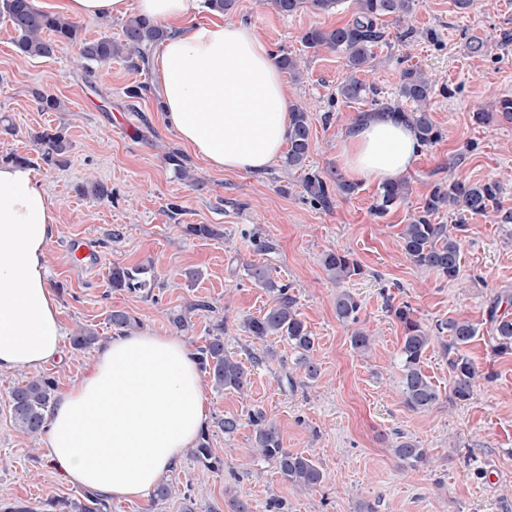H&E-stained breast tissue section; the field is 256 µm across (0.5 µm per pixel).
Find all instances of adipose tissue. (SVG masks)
I'll return each instance as SVG.
<instances>
[{
  "label": "adipose tissue",
  "mask_w": 512,
  "mask_h": 512,
  "mask_svg": "<svg viewBox=\"0 0 512 512\" xmlns=\"http://www.w3.org/2000/svg\"><path fill=\"white\" fill-rule=\"evenodd\" d=\"M202 0H62L70 17L137 11L169 35L155 59L160 117L216 171L261 173L282 156L289 97L269 44L253 24L201 22ZM417 132L389 112L344 134L337 160L350 180L403 177ZM58 208L33 169L0 164V371L36 369L60 353L64 328L46 255ZM210 412L194 352L178 336L124 333L97 351L46 416L41 451L71 485L118 501L147 498L191 447Z\"/></svg>",
  "instance_id": "adipose-tissue-1"
}]
</instances>
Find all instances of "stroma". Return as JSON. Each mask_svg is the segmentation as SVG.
<instances>
[{
  "instance_id": "stroma-1",
  "label": "stroma",
  "mask_w": 512,
  "mask_h": 512,
  "mask_svg": "<svg viewBox=\"0 0 512 512\" xmlns=\"http://www.w3.org/2000/svg\"><path fill=\"white\" fill-rule=\"evenodd\" d=\"M233 18L249 20L274 55L303 59L301 81L286 80L291 104L309 115L312 149L305 170L276 164L260 174L209 169L159 117L158 86L152 63L131 67L113 59L95 77H86L73 58L75 46H61L47 58H20L14 32L0 17V159L29 158L60 221L48 250V283L66 332L92 329L100 341L115 333L111 311L128 313L134 332L171 333L175 314L187 315L183 338L196 349L207 343L216 324L224 326V346L247 366L245 393L208 389L210 446L224 466L209 470L182 453L166 483L176 495L165 501L108 502L106 512H265L267 501L282 499L286 512H512V354L490 351L488 309L498 296L512 297V223L473 215L465 229L440 212L434 221L461 241L460 274L451 281L406 259L400 233L416 209L419 194L434 181L500 182L502 211L512 212V124L480 123L475 113L512 97V0H414L412 35L400 40L397 25L386 26V40L374 47L371 71L363 80L393 97L403 69L432 75L436 92L430 115L441 139L421 148L406 174L416 193L384 217L370 210L376 183L358 184L353 194H333L329 208L311 204L303 190L305 172L334 182L340 168L337 147L344 131L369 102L346 103L336 89L349 75L336 53L304 47L301 35L314 26L336 27L354 17L352 0H340L326 13L303 9L283 15L258 0H237ZM487 43L483 54L467 44ZM142 88L141 97L129 89ZM61 102L42 110L38 94ZM62 131L69 142L67 163L55 166L39 156L38 133ZM179 155L199 177L191 184L176 177L169 154ZM108 186L101 200L93 183ZM207 224L215 235L197 236L190 225ZM85 242L93 258L72 256L70 244ZM347 251L362 275L337 286L321 257ZM151 268L153 287L116 290L113 266ZM266 266L296 296L302 318L315 338L320 373L299 384L296 353L287 340L255 339L244 319L262 315L269 296L250 275ZM361 303L360 325L374 331L376 343L362 356L350 344L352 328L336 317L339 289ZM408 303L428 327L464 318L478 328L467 349L486 377L468 401L448 398L450 375L442 345L433 337L422 368L440 399L425 411L402 403V327L388 303ZM270 350L268 365H253L252 354ZM96 354L74 351L38 369L0 372V504L19 502L29 512H53L52 502L82 497L34 449L15 424L9 404L12 387L44 376L59 389L77 383ZM262 409L280 431L284 448L313 457L324 473L312 490L288 486L274 464L247 455L254 432L244 415ZM227 414L242 416L236 433L214 424ZM417 441L426 460L408 467L393 454L402 440Z\"/></svg>"
}]
</instances>
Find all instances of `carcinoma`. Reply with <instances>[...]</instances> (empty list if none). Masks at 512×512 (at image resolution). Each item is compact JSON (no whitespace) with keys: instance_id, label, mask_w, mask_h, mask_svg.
<instances>
[{"instance_id":"cac0c4a2","label":"carcinoma","mask_w":512,"mask_h":512,"mask_svg":"<svg viewBox=\"0 0 512 512\" xmlns=\"http://www.w3.org/2000/svg\"><path fill=\"white\" fill-rule=\"evenodd\" d=\"M340 0H270V5L282 14H293L303 7L316 12L330 11ZM413 0H354L355 17L335 28L321 26L306 30L301 41L308 49H327L344 59L350 72L337 88V93L349 102L370 101L379 112H393L408 121L417 131L420 145L429 146L439 140L441 133L428 112V102L434 94L431 78L422 70L408 67L401 72L396 90V99L380 98L381 89L374 84L358 80L355 74L371 67L374 59L373 47L384 37V25L388 22L401 25L409 17ZM0 15L10 23L15 32L17 53L24 58L49 57L60 45L79 44V62L87 76L114 58L124 57L145 61L151 47L164 41L166 28L144 16H134L122 27V40L103 36L94 41H79L78 25L60 14L38 9L34 0H0ZM290 130L288 150L284 166L302 169L310 154L311 136L307 112L298 106L290 107ZM499 119L512 123V97L504 96L495 105L493 112H478L480 123ZM42 158L58 165L66 163L65 154L69 143L63 133H41L36 136ZM304 192L311 202L322 207L331 204L328 184L316 173H309L303 184ZM412 188L406 178L384 184L379 188L371 210L382 216L390 209L404 203ZM501 186L496 180L482 183L439 180L422 197L417 211L404 225L400 237L406 258L418 267L437 272L450 280L459 272L461 240L448 234V225L435 224L432 218L443 209L457 216L456 225L465 227L466 216L486 215L499 212ZM321 264L327 276L336 282L346 281L361 274L357 261L345 251H328L323 254ZM150 269L138 266L112 268L111 286L117 290H141L151 287L145 274ZM258 285L273 295L271 304L261 317H249L243 321L244 329L257 339L279 336L288 341L298 352L297 365L303 377L312 381L319 375L313 356L314 337L307 330L297 308L296 297L289 293L286 284H278L269 270L258 267L252 272ZM336 316L344 323L359 322L360 301L349 290L336 295ZM390 312L403 327L402 347V403L411 411L430 408L439 400V394L422 369L423 355L431 342L430 330L423 325L411 308L404 304L390 308ZM495 322L492 336V352L512 353V317L496 314L491 309ZM438 333H448V342L443 344L448 356L451 376L450 399H470L478 379L483 377L466 349L477 336V327L465 318L450 319L436 325ZM216 334L210 336L206 345L199 349L202 369L208 374L213 386L219 390L244 391L249 384V372L241 361L224 349V323L215 325ZM98 336L89 329L79 328L70 336L73 349L81 351L91 347ZM57 383L52 378H32L13 388L10 393L11 411L15 423L30 437L40 438L46 423V414L55 401ZM249 424L254 430L253 453L276 465L283 481L297 489H313L323 481V471L310 457L295 454L283 447L277 428L266 420L260 409L247 411ZM393 454L405 464L423 462L425 449L416 441H402L392 448ZM191 456L207 468H217L218 461L209 445V434L201 433ZM102 500L86 494L85 501H69L64 504L66 512H101Z\"/></svg>"}]
</instances>
